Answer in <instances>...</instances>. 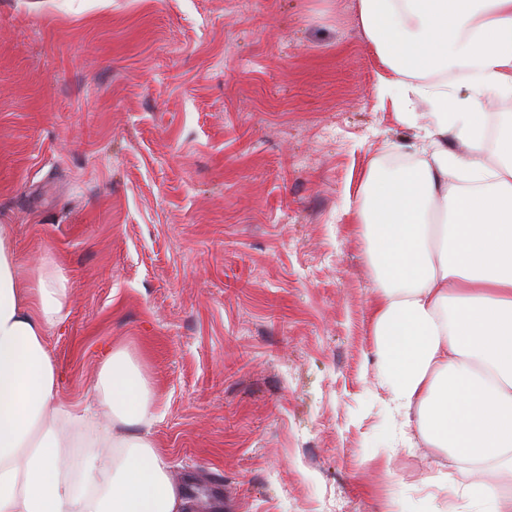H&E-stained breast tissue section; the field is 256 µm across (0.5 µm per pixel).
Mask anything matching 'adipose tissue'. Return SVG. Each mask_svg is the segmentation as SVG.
<instances>
[{
    "mask_svg": "<svg viewBox=\"0 0 512 512\" xmlns=\"http://www.w3.org/2000/svg\"><path fill=\"white\" fill-rule=\"evenodd\" d=\"M385 68L379 96L424 101L434 124L409 171L370 169L355 209L375 271L374 354L402 444L460 463L447 512H512V119L487 164L476 121L512 97V0H358ZM475 73L469 96L448 78ZM462 152L449 151V138ZM0 225V512H186L142 426L154 399L124 350L103 361L98 405L58 398L48 348L67 280L52 259L24 281ZM491 105H494L493 110H489V106ZM500 113L512 115V97L501 98L498 95L490 94L486 97L479 115L482 118L481 123H483L484 120L487 121L488 116H491L497 124L502 116Z\"/></svg>",
    "mask_w": 512,
    "mask_h": 512,
    "instance_id": "obj_1",
    "label": "adipose tissue"
}]
</instances>
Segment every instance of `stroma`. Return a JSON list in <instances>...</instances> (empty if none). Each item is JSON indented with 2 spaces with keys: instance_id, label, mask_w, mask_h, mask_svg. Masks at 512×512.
I'll use <instances>...</instances> for the list:
<instances>
[{
  "instance_id": "stroma-1",
  "label": "stroma",
  "mask_w": 512,
  "mask_h": 512,
  "mask_svg": "<svg viewBox=\"0 0 512 512\" xmlns=\"http://www.w3.org/2000/svg\"><path fill=\"white\" fill-rule=\"evenodd\" d=\"M357 0H0V224L69 281L64 403L138 362L193 512H443L396 448L349 208L432 122Z\"/></svg>"
}]
</instances>
